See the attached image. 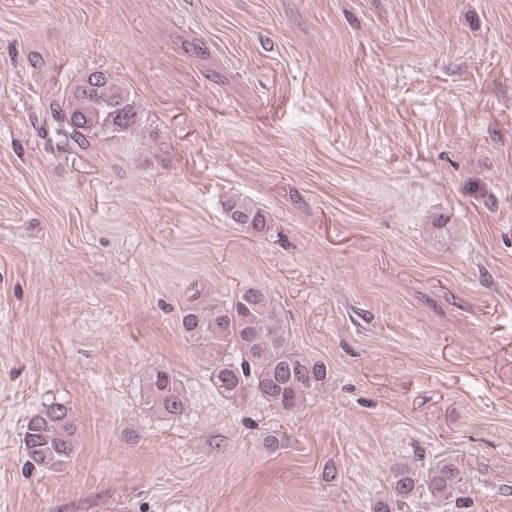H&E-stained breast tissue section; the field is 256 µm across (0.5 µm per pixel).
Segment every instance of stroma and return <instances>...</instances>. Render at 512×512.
Instances as JSON below:
<instances>
[{"label": "stroma", "instance_id": "1", "mask_svg": "<svg viewBox=\"0 0 512 512\" xmlns=\"http://www.w3.org/2000/svg\"><path fill=\"white\" fill-rule=\"evenodd\" d=\"M93 67L140 154L49 146ZM251 286L331 371L288 413L225 403L181 333ZM159 365L180 418L141 404ZM52 399L78 452L38 472ZM443 456L512 512V0H0V512H372ZM224 220L228 224H247L257 233L265 231L266 216L255 205L238 197L224 199ZM25 462L31 469L61 470L78 448L77 425L71 406L50 400L31 415L22 437Z\"/></svg>", "mask_w": 512, "mask_h": 512}]
</instances>
